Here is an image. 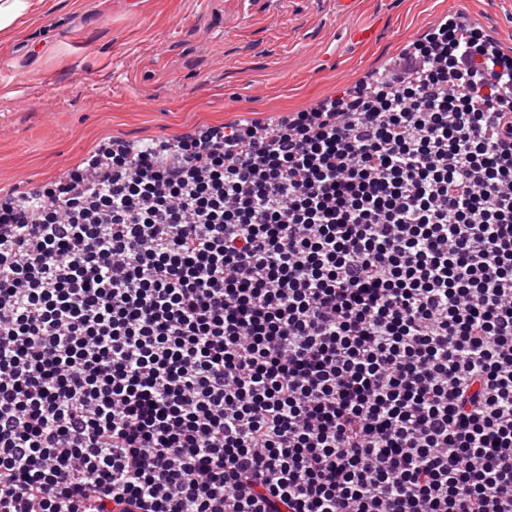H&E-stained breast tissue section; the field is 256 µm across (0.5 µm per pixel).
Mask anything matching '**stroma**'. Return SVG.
<instances>
[{"label": "stroma", "instance_id": "1", "mask_svg": "<svg viewBox=\"0 0 512 512\" xmlns=\"http://www.w3.org/2000/svg\"><path fill=\"white\" fill-rule=\"evenodd\" d=\"M466 9L512 52V0H43L0 36V197L65 177L112 142L273 122L361 82ZM374 27V42L348 27Z\"/></svg>", "mask_w": 512, "mask_h": 512}]
</instances>
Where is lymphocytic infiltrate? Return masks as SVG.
Instances as JSON below:
<instances>
[{"mask_svg":"<svg viewBox=\"0 0 512 512\" xmlns=\"http://www.w3.org/2000/svg\"><path fill=\"white\" fill-rule=\"evenodd\" d=\"M0 512H512V56L1 200Z\"/></svg>","mask_w":512,"mask_h":512,"instance_id":"1","label":"lymphocytic infiltrate"}]
</instances>
